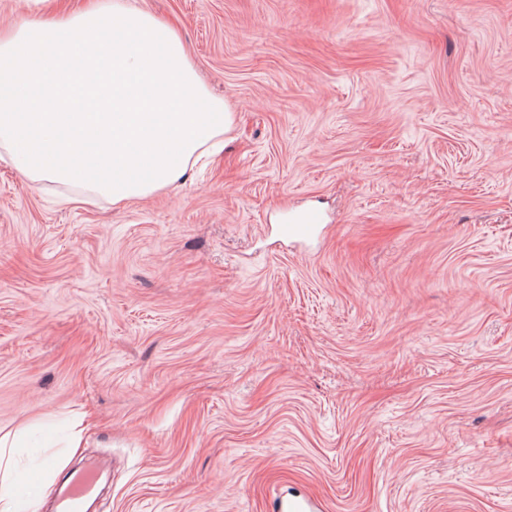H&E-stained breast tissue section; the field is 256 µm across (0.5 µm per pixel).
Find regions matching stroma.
Segmentation results:
<instances>
[{
	"label": "stroma",
	"instance_id": "35a3bbf8",
	"mask_svg": "<svg viewBox=\"0 0 512 512\" xmlns=\"http://www.w3.org/2000/svg\"><path fill=\"white\" fill-rule=\"evenodd\" d=\"M138 3L233 130L121 208L0 153L23 494L105 457L96 512H512V0Z\"/></svg>",
	"mask_w": 512,
	"mask_h": 512
}]
</instances>
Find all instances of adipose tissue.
<instances>
[{
  "instance_id": "ef3b65f1",
  "label": "adipose tissue",
  "mask_w": 512,
  "mask_h": 512,
  "mask_svg": "<svg viewBox=\"0 0 512 512\" xmlns=\"http://www.w3.org/2000/svg\"><path fill=\"white\" fill-rule=\"evenodd\" d=\"M0 30V149L30 180L114 205L158 193L221 146L232 106L199 81L177 27L132 0H40ZM21 499L0 439V512Z\"/></svg>"
}]
</instances>
